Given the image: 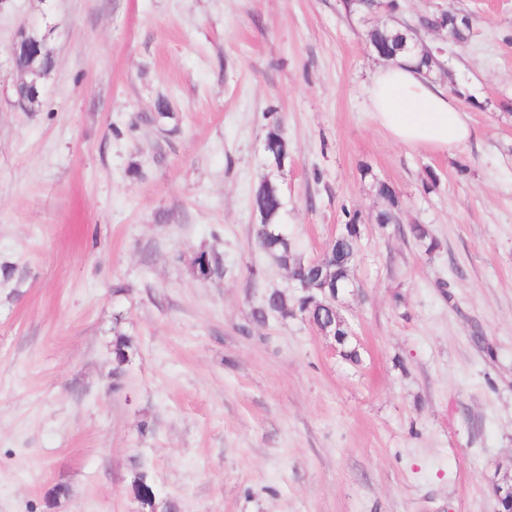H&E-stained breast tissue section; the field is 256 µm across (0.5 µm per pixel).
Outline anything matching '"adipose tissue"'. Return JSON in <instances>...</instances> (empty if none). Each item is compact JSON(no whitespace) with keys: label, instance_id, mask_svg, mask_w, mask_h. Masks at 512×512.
<instances>
[{"label":"adipose tissue","instance_id":"1","mask_svg":"<svg viewBox=\"0 0 512 512\" xmlns=\"http://www.w3.org/2000/svg\"><path fill=\"white\" fill-rule=\"evenodd\" d=\"M375 123L399 144L451 152L472 137V127L435 79L426 77L412 54L379 68L368 89Z\"/></svg>","mask_w":512,"mask_h":512}]
</instances>
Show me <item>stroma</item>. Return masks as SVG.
<instances>
[{"label":"stroma","instance_id":"stroma-1","mask_svg":"<svg viewBox=\"0 0 512 512\" xmlns=\"http://www.w3.org/2000/svg\"><path fill=\"white\" fill-rule=\"evenodd\" d=\"M0 0V512H498L512 469V0ZM446 87L472 139L393 142L367 33L448 9ZM49 36L41 102L9 48ZM166 102L169 118L158 116ZM280 123L290 158L274 169ZM274 180L303 259L359 219L340 313L359 364L304 318L251 312L288 281L256 247ZM400 199L399 223L376 215ZM426 225L433 253L410 237ZM218 253L222 279L190 263ZM136 351L112 381V327ZM133 489L140 499L143 509L146 512H153V504L159 497L156 495L150 478L146 472H139L134 477Z\"/></svg>","mask_w":512,"mask_h":512}]
</instances>
